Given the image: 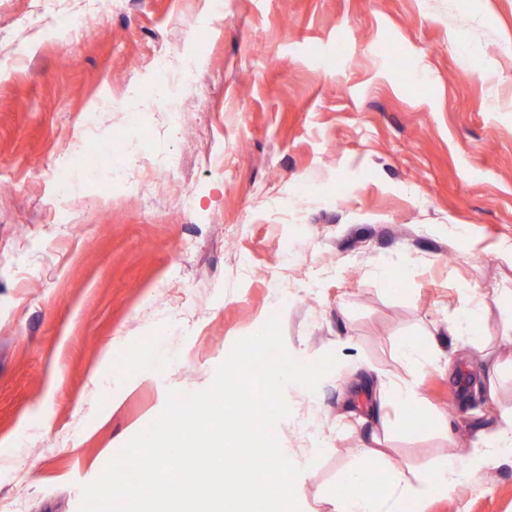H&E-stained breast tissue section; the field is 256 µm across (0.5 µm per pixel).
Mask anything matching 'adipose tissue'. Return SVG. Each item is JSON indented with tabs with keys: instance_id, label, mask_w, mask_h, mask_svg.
I'll return each instance as SVG.
<instances>
[{
	"instance_id": "obj_1",
	"label": "adipose tissue",
	"mask_w": 512,
	"mask_h": 512,
	"mask_svg": "<svg viewBox=\"0 0 512 512\" xmlns=\"http://www.w3.org/2000/svg\"><path fill=\"white\" fill-rule=\"evenodd\" d=\"M381 439L371 434L370 450L347 475L353 485L351 494L337 495L334 512H405L407 503H414L417 512H426L429 491L439 487L455 489L463 475L453 465L434 469L420 484H412L399 470L383 471ZM512 452V406H498L496 427L473 445L469 463L471 470L482 471L496 466L501 457Z\"/></svg>"
}]
</instances>
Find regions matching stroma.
I'll list each match as a JSON object with an SVG mask.
<instances>
[{
    "label": "stroma",
    "mask_w": 512,
    "mask_h": 512,
    "mask_svg": "<svg viewBox=\"0 0 512 512\" xmlns=\"http://www.w3.org/2000/svg\"><path fill=\"white\" fill-rule=\"evenodd\" d=\"M58 9L84 3L0 0V512H78L168 390L208 387L275 313L297 360L340 358L317 392L286 388L274 428L314 453L299 512H330L365 455L404 338L452 364L416 369L414 432L389 407L385 461L415 483L466 469L512 405V0H115L73 32ZM168 46L208 85L133 99ZM181 153L178 177L131 190ZM179 189L191 206L168 208ZM475 303L503 363L490 393L445 336ZM463 485L427 512H512V456Z\"/></svg>",
    "instance_id": "35a3bbf8"
}]
</instances>
